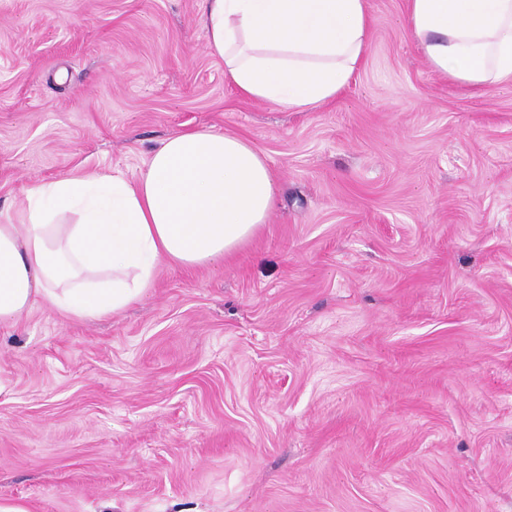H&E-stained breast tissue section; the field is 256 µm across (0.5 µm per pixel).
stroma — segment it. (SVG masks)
Listing matches in <instances>:
<instances>
[{"mask_svg":"<svg viewBox=\"0 0 512 512\" xmlns=\"http://www.w3.org/2000/svg\"><path fill=\"white\" fill-rule=\"evenodd\" d=\"M200 0H0V223L35 180L254 141L281 199L221 265L0 326V500L30 512H512V86L430 70L367 0L350 84L240 96Z\"/></svg>","mask_w":512,"mask_h":512,"instance_id":"1","label":"stroma"}]
</instances>
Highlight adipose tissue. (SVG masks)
Here are the masks:
<instances>
[{
	"instance_id": "ef3b65f1",
	"label": "adipose tissue",
	"mask_w": 512,
	"mask_h": 512,
	"mask_svg": "<svg viewBox=\"0 0 512 512\" xmlns=\"http://www.w3.org/2000/svg\"><path fill=\"white\" fill-rule=\"evenodd\" d=\"M406 21L438 75L512 85V0H407ZM199 23L240 95L303 111L352 79L371 19L367 0H202ZM278 198L251 141L205 129L168 136L131 178L34 183L19 223L0 224V325L38 302L77 319L120 312L147 293L161 263L224 261Z\"/></svg>"
}]
</instances>
